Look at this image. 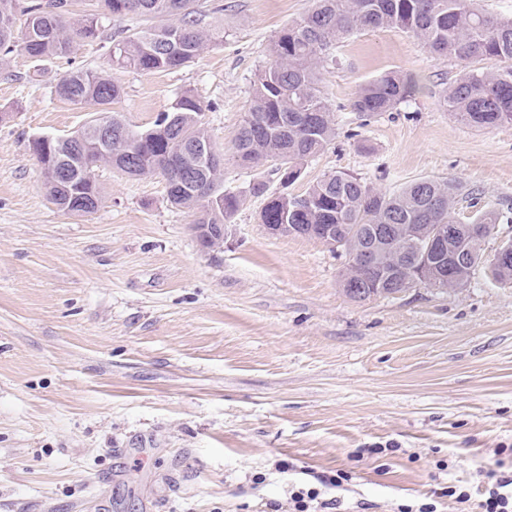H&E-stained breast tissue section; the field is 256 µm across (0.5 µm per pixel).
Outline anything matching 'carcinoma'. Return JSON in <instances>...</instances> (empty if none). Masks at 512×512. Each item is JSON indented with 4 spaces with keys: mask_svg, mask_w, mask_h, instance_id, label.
Listing matches in <instances>:
<instances>
[{
    "mask_svg": "<svg viewBox=\"0 0 512 512\" xmlns=\"http://www.w3.org/2000/svg\"><path fill=\"white\" fill-rule=\"evenodd\" d=\"M71 0H0V55L16 50L35 61L65 57L80 41L100 37L96 13L73 25L66 23ZM104 14L135 15L149 24L127 29L110 41L112 66L142 74L176 70L192 62L206 42L224 40V28L205 23V0H99ZM24 16L20 35H15L17 16ZM397 29L420 41L426 51L464 65L444 91L446 109L465 124L492 130L512 124V16L501 17L474 7V0H313V6L279 31L270 48L269 62L253 81L252 103L234 137L235 157L242 166L265 162L288 184L302 175L305 162L323 151L336 137L331 109L322 95L321 68L340 40L358 33ZM500 63L495 71L468 67L474 61ZM56 94L75 105H92L98 115L80 131L83 150L106 149L101 128L112 127V168L134 177L166 171L171 164L185 168L189 176L168 179L167 200L190 209L193 230L207 224H225L239 210L242 193L224 186V169L218 151H194L208 139L198 117L207 106L189 93L178 95L169 109L145 130H132L117 114L110 113L121 88L104 74L75 69L63 76ZM413 87L395 71L363 85L351 108L378 115L390 112L412 97ZM53 163L42 166L49 200L59 209L76 213L79 200L96 209L101 189L83 166L84 154L71 141L53 145ZM250 192L267 195L260 212L263 224H308L315 228L338 224L330 251L347 258L361 245L373 247L377 270L360 271L347 264L342 288L352 282L379 284L363 291L395 297L411 287L407 269L396 261L402 245L376 239L373 224H406L415 232L408 262L429 246L435 225L461 224L451 240L463 261L448 265V284H467L484 262V244L503 211L483 201L479 191L456 180L414 181L393 193L380 192L366 181L336 172L311 185L301 195L267 193L265 183ZM498 281H512V256L493 263Z\"/></svg>",
    "mask_w": 512,
    "mask_h": 512,
    "instance_id": "1",
    "label": "carcinoma"
}]
</instances>
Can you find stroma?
<instances>
[{
    "instance_id": "obj_1",
    "label": "stroma",
    "mask_w": 512,
    "mask_h": 512,
    "mask_svg": "<svg viewBox=\"0 0 512 512\" xmlns=\"http://www.w3.org/2000/svg\"><path fill=\"white\" fill-rule=\"evenodd\" d=\"M206 4L224 39L176 71L112 67L102 40L131 17L103 19L70 56L0 64V512H293L295 488L342 468L335 512H457L451 486L480 512L489 472L512 470V283L483 264L458 288L354 301L345 258L269 234L250 187L278 190L275 167L238 165L234 136L276 34L311 2ZM333 56L321 90L336 137L292 194L341 171L388 192L455 179L512 207V125L479 130L442 104L460 65L396 29ZM76 68L121 87L112 109L136 130L183 92L206 104L224 184L244 194L221 249L201 247L158 176L104 165L96 210L50 202L29 143L94 118L55 93ZM388 71L414 81L412 100L351 112Z\"/></svg>"
}]
</instances>
